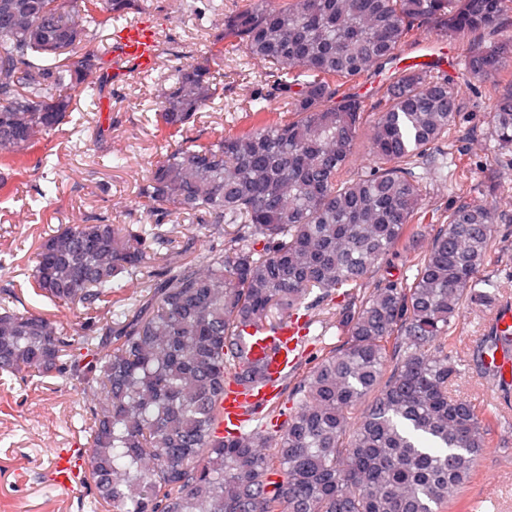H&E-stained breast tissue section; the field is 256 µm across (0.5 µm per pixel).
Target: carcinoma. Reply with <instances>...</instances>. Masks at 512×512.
Listing matches in <instances>:
<instances>
[{
  "label": "carcinoma",
  "mask_w": 512,
  "mask_h": 512,
  "mask_svg": "<svg viewBox=\"0 0 512 512\" xmlns=\"http://www.w3.org/2000/svg\"><path fill=\"white\" fill-rule=\"evenodd\" d=\"M136 0H0V159L33 158L82 103L112 81L106 52L91 48ZM217 11L183 0L180 13ZM466 46L462 76L489 85L485 106L496 172L512 167V0H253L224 16L231 46L266 66L244 109L248 127L206 141L201 112L224 102L214 55L169 63L154 77L165 152L138 186L141 205L196 220L210 239L176 247L172 230L104 216L60 224L37 242L28 283L83 308L78 329L19 310L0 287V372L59 377L96 389L88 479L104 512H473L463 489L512 400L478 406L455 393L461 358L450 329L464 304L502 302L481 278L499 215L491 205L424 203L427 179L456 134L460 78L422 65L396 68L371 101L340 86L383 71L412 32ZM279 99L288 118L267 103ZM375 113L369 170H349L364 114ZM417 224L434 227L422 245ZM415 252L411 281L379 278L392 254ZM133 304L112 320V284ZM374 280L347 308L342 343L296 378L265 429L215 435L220 403L242 378L243 331L274 329L301 311ZM512 352V335L480 336L484 353Z\"/></svg>",
  "instance_id": "1"
}]
</instances>
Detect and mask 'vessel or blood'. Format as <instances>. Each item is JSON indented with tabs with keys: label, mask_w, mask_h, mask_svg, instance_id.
<instances>
[{
	"label": "vessel or blood",
	"mask_w": 512,
	"mask_h": 512,
	"mask_svg": "<svg viewBox=\"0 0 512 512\" xmlns=\"http://www.w3.org/2000/svg\"><path fill=\"white\" fill-rule=\"evenodd\" d=\"M112 56L131 61L143 71L153 68L158 56V41L150 24L140 22L115 27L112 32ZM309 324V317H295L274 330L252 333L242 348L243 362L259 366L263 371V381L230 386L222 401L223 428L244 425L251 410L263 407L274 399L288 372L299 362L301 350L309 336Z\"/></svg>",
	"instance_id": "vessel-or-blood-1"
}]
</instances>
